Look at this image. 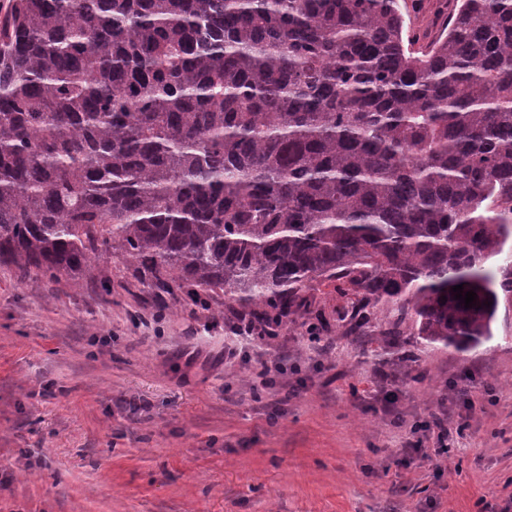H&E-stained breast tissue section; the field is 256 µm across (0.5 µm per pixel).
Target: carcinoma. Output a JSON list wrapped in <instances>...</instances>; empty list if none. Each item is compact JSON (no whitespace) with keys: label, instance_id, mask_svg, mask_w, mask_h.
I'll return each instance as SVG.
<instances>
[{"label":"carcinoma","instance_id":"carcinoma-1","mask_svg":"<svg viewBox=\"0 0 512 512\" xmlns=\"http://www.w3.org/2000/svg\"><path fill=\"white\" fill-rule=\"evenodd\" d=\"M8 0L0 262L118 254L277 329L333 287L472 350L512 301V0ZM477 294L473 306L451 287ZM407 5L408 15L411 26L421 32H428L431 39L440 31L445 19L443 5L445 0H422L414 2V0H403ZM417 3V8L412 9V4ZM418 5L420 7H418Z\"/></svg>","mask_w":512,"mask_h":512}]
</instances>
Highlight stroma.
Instances as JSON below:
<instances>
[{"instance_id": "stroma-1", "label": "stroma", "mask_w": 512, "mask_h": 512, "mask_svg": "<svg viewBox=\"0 0 512 512\" xmlns=\"http://www.w3.org/2000/svg\"><path fill=\"white\" fill-rule=\"evenodd\" d=\"M349 309L314 295L228 361L223 290L203 309L115 256L76 282L1 263L0 512H512V303L464 353ZM434 413L448 448L412 431Z\"/></svg>"}]
</instances>
